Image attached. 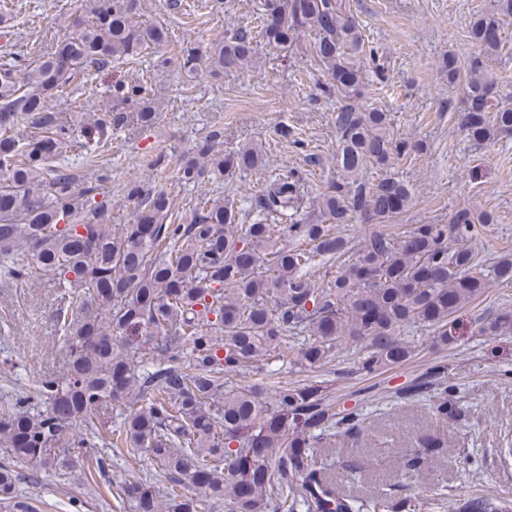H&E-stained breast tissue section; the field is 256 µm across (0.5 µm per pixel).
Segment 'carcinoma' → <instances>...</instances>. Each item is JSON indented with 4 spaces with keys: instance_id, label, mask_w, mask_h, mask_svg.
I'll use <instances>...</instances> for the list:
<instances>
[{
    "instance_id": "cac0c4a2",
    "label": "carcinoma",
    "mask_w": 512,
    "mask_h": 512,
    "mask_svg": "<svg viewBox=\"0 0 512 512\" xmlns=\"http://www.w3.org/2000/svg\"><path fill=\"white\" fill-rule=\"evenodd\" d=\"M137 0H81L75 32L31 64L9 53L0 61V270L17 283L36 274L63 290L59 321L68 348L62 371L40 381L22 401L0 402V451L13 465L36 470L82 468L81 449L96 442L150 460L168 486L160 492L132 475L123 491L132 512H201V497L227 498L234 512H362L356 500L332 502L315 442L339 424L353 428L360 415L327 394L321 381L272 387L264 381L224 387L283 348L294 365L320 368L346 341H368L359 370L374 375L408 360L411 342L401 329L429 328L446 345L448 316L493 282L512 285V255L485 268L470 248L477 227L494 223L488 210H457L446 224H416L400 236L372 231L358 248L339 234L353 215L389 226L411 201L410 187L382 175L356 176L407 159L422 145L390 134L388 113L362 103L359 58L369 55L376 83L387 74L374 48H366L346 0H263L260 24L227 33L206 50L181 49L189 75L239 70L265 45L286 46L313 35L312 51L324 67V93H339L336 166L339 176L316 199L318 217H301L300 179L275 177L241 208L202 193L190 222L169 220L163 189L132 186L131 222L112 223L108 203L97 201L110 179L88 159L91 176L46 164L100 142L104 127L120 128L125 111L143 126L156 107L142 82L112 85L117 105L103 118L72 126L47 103L91 68L130 60L168 42L159 25L134 21ZM512 0H492L478 13L470 37L482 53L470 60L460 126L477 142L512 137V105L499 103L497 78L487 59L504 46V18ZM25 123L26 136L14 133ZM223 131L197 141L176 172L197 187L263 166L256 146L225 153ZM307 248L288 244V239ZM32 263L21 264L19 254ZM340 261L324 284L308 272L316 258ZM489 336L512 333V312L481 327ZM445 372L403 388L414 395L441 387L435 415L448 421ZM82 425L85 436L76 433ZM18 473L0 465V500H18ZM306 492L284 494L288 478ZM192 486L199 497L178 493Z\"/></svg>"
}]
</instances>
